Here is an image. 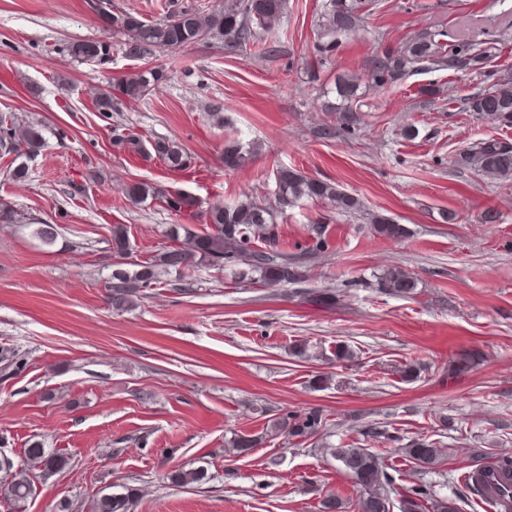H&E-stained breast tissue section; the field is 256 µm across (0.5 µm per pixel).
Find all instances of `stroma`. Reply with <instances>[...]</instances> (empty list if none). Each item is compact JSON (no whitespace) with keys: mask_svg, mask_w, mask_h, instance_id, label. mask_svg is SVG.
I'll list each match as a JSON object with an SVG mask.
<instances>
[{"mask_svg":"<svg viewBox=\"0 0 512 512\" xmlns=\"http://www.w3.org/2000/svg\"><path fill=\"white\" fill-rule=\"evenodd\" d=\"M89 3L0 0V114L41 123L46 138L26 180H13L11 156L0 155V202L17 214L0 223V443L19 464L34 438L70 460L36 475L27 512H55L63 500L90 512L101 491L123 485L135 491L133 512H319L329 495L355 501L353 480L323 451L355 443L382 457L393 502L426 482L460 500L462 512H489L459 474L512 458V180L460 169L456 158L482 139L512 140V122L462 109L512 70V0H376L323 60L314 53L322 0H288L273 55L231 53L213 39L147 61L126 56L122 36ZM438 29L498 55L478 71L424 67L392 87L372 84L375 56ZM80 39L112 41L111 61L71 58L65 46ZM148 67L165 81L102 120L93 87ZM341 73L361 85L360 123L317 138ZM117 131L177 141L191 165L173 172L118 150ZM232 140L259 152L229 172ZM281 165L336 183L366 209L353 218L304 201L276 218L291 256L309 246L312 224L324 226L328 248L308 256L305 273L308 287L335 293L333 305L199 266L178 286L113 309L105 289L112 225L127 226L133 261H146L168 246V225L203 230L201 206L245 194L266 203ZM135 182L183 191L197 205L176 214L151 200L132 204ZM490 212L496 223H486ZM371 213L405 225L408 236L381 238ZM37 222L58 225L54 246L33 238ZM391 267L417 276L415 295L380 289ZM340 341L356 354L346 366L333 356ZM297 343L306 358L291 355ZM407 364L420 367L417 380L401 376ZM319 373L332 379L316 390ZM311 407L326 416L323 435L288 445L267 434L270 419ZM368 424L386 437L362 436ZM235 433L264 440L234 459L226 441ZM418 438L440 450L424 477L398 450ZM200 458L215 480L170 483V470Z\"/></svg>","mask_w":512,"mask_h":512,"instance_id":"1","label":"stroma"}]
</instances>
